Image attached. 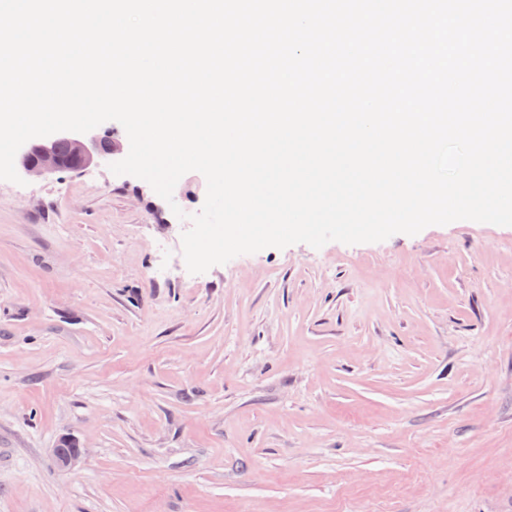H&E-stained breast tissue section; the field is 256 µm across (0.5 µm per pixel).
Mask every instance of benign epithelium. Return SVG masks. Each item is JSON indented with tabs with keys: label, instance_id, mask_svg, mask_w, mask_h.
Returning a JSON list of instances; mask_svg holds the SVG:
<instances>
[{
	"label": "benign epithelium",
	"instance_id": "benign-epithelium-1",
	"mask_svg": "<svg viewBox=\"0 0 512 512\" xmlns=\"http://www.w3.org/2000/svg\"><path fill=\"white\" fill-rule=\"evenodd\" d=\"M68 146L67 152L60 144ZM125 157V143L116 135L104 140L102 134L90 131L58 132L27 141L19 149L21 170L28 176L42 177L57 172L79 171L92 165H109ZM84 449L70 436H64L55 448L59 465L71 466L78 462Z\"/></svg>",
	"mask_w": 512,
	"mask_h": 512
}]
</instances>
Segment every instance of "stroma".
Wrapping results in <instances>:
<instances>
[{"label":"stroma","instance_id":"obj_1","mask_svg":"<svg viewBox=\"0 0 512 512\" xmlns=\"http://www.w3.org/2000/svg\"><path fill=\"white\" fill-rule=\"evenodd\" d=\"M178 186L0 180V512H512V226L192 274ZM84 449L70 436H64L55 448V455L59 465L68 467L74 465L82 458Z\"/></svg>","mask_w":512,"mask_h":512}]
</instances>
